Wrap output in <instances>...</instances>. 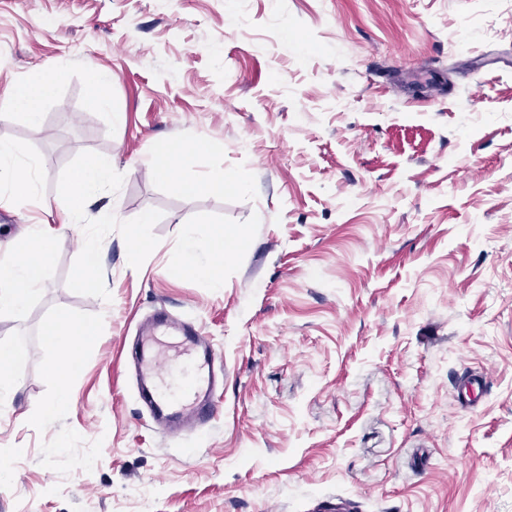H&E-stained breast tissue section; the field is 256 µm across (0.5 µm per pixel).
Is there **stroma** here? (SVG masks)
<instances>
[{"instance_id":"obj_1","label":"stroma","mask_w":512,"mask_h":512,"mask_svg":"<svg viewBox=\"0 0 512 512\" xmlns=\"http://www.w3.org/2000/svg\"><path fill=\"white\" fill-rule=\"evenodd\" d=\"M46 65L40 125L0 123L42 165L25 208L0 203V266L84 155L118 179L0 316L25 355L0 399V512H512V0H0V113ZM173 141L208 145L183 179L236 185L187 197L149 172ZM190 222L247 229L221 289L176 273ZM85 236L92 292L70 282ZM158 310L224 357L219 414L178 441L126 369ZM55 315L100 335L46 422ZM468 371L490 385L464 410ZM88 78L97 90L96 103L103 108L109 107L112 89L111 74L91 66L88 68Z\"/></svg>"}]
</instances>
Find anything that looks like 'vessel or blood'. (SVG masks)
Segmentation results:
<instances>
[{
  "instance_id": "b4317fda",
  "label": "vessel or blood",
  "mask_w": 512,
  "mask_h": 512,
  "mask_svg": "<svg viewBox=\"0 0 512 512\" xmlns=\"http://www.w3.org/2000/svg\"><path fill=\"white\" fill-rule=\"evenodd\" d=\"M162 336L176 339L167 358L154 349ZM132 357L139 372L138 399L162 434L179 437L217 416L213 393L224 381V362L194 325L157 316L141 334ZM454 388L461 406L472 407L487 393L488 376L458 377Z\"/></svg>"
}]
</instances>
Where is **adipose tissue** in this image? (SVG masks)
<instances>
[{
	"instance_id": "adipose-tissue-1",
	"label": "adipose tissue",
	"mask_w": 512,
	"mask_h": 512,
	"mask_svg": "<svg viewBox=\"0 0 512 512\" xmlns=\"http://www.w3.org/2000/svg\"><path fill=\"white\" fill-rule=\"evenodd\" d=\"M57 82L55 68L43 67L13 85L8 95L22 118L34 125L40 120L43 104L54 95ZM203 149V144L192 143L186 152L176 154L167 146L155 153L146 166L157 172L159 177L172 182L184 194L223 193L228 183L223 171H214L203 179L193 181H184L179 177L181 171L195 165ZM41 174L39 165L25 158L14 142L0 139V202L28 204ZM112 180L111 164L92 155L85 157L68 179V202L61 209L62 223H81L85 207L111 186ZM245 236L244 230L230 233L220 224L190 231L181 244L183 259L177 270L178 275L200 276L207 279L212 287L222 288L224 254L233 239ZM58 242V235L43 229L25 232L13 240L16 260L12 265L0 268V315H16L27 308L52 267ZM43 336L54 345L46 371L61 384L56 404L48 405L41 415L42 420L46 421L53 418L57 403L70 399L66 382L74 370L78 351L82 346L95 342L99 330L95 324L77 323L58 315L45 322Z\"/></svg>"
}]
</instances>
